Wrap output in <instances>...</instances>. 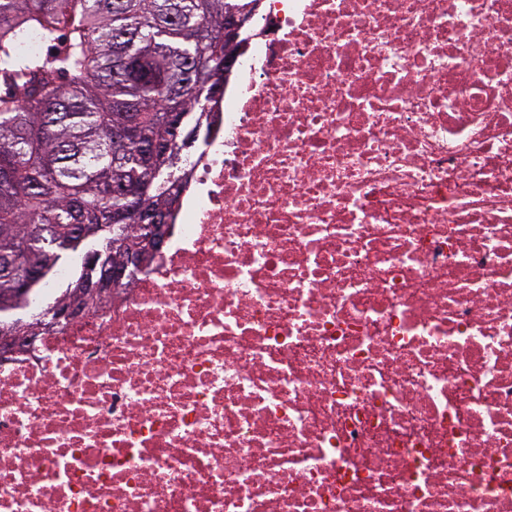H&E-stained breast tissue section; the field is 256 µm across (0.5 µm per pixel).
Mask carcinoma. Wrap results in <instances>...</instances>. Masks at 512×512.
<instances>
[{
    "mask_svg": "<svg viewBox=\"0 0 512 512\" xmlns=\"http://www.w3.org/2000/svg\"><path fill=\"white\" fill-rule=\"evenodd\" d=\"M260 2L0 0V258L12 259L0 265V327L30 326L23 302L3 304L11 289L37 298L57 266L72 263L47 310L86 282L81 258H110L147 236L127 188L146 208L173 213L192 149L174 137L171 115L212 131V90L221 95L228 82L224 14L249 17L246 44ZM27 32L47 51L19 53Z\"/></svg>",
    "mask_w": 512,
    "mask_h": 512,
    "instance_id": "carcinoma-1",
    "label": "carcinoma"
}]
</instances>
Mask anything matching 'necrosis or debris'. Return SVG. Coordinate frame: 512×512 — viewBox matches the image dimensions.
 Instances as JSON below:
<instances>
[{
    "label": "necrosis or debris",
    "mask_w": 512,
    "mask_h": 512,
    "mask_svg": "<svg viewBox=\"0 0 512 512\" xmlns=\"http://www.w3.org/2000/svg\"><path fill=\"white\" fill-rule=\"evenodd\" d=\"M171 248L0 350V512H512V0H266Z\"/></svg>",
    "instance_id": "necrosis-or-debris-1"
}]
</instances>
